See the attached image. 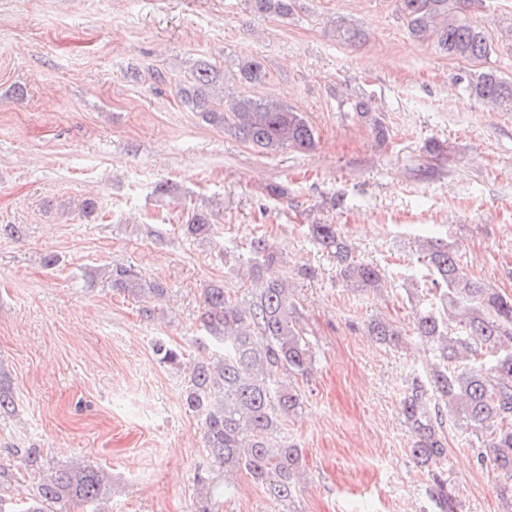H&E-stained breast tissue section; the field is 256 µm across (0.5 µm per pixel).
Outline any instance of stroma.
I'll list each match as a JSON object with an SVG mask.
<instances>
[{
  "instance_id": "1",
  "label": "stroma",
  "mask_w": 512,
  "mask_h": 512,
  "mask_svg": "<svg viewBox=\"0 0 512 512\" xmlns=\"http://www.w3.org/2000/svg\"><path fill=\"white\" fill-rule=\"evenodd\" d=\"M396 5L298 0L283 19L251 0H0V225L22 229L0 237V371L17 409L0 417V467L13 473L1 495L34 488L13 451L35 447L49 465L104 470L107 512H196L201 472L230 483L219 512H435L400 407L430 355L412 340L381 344L365 326L378 316L408 328L428 288L425 235L456 243L471 277L512 294V109L469 97L461 78L473 64L413 41ZM474 11L495 45L489 66L512 79V0ZM343 21L368 41H339ZM251 57L267 68L262 85L237 78ZM204 58L223 72L225 96L303 112L315 148L266 154L188 111L178 86ZM358 96L371 98L387 143L351 117ZM160 182L174 193H155ZM202 206L212 234H183ZM315 220L340 225L387 288H344L307 233ZM257 235L279 247L277 273L315 271L294 283L315 358L295 380L303 404L285 430L303 463L287 506L245 470L211 462L183 372L153 352L161 337L199 355L203 291L219 282L240 296L224 257ZM118 266L166 284L154 320L113 291ZM442 432L460 512H512L476 438L449 423Z\"/></svg>"
}]
</instances>
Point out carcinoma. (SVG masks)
<instances>
[{
	"label": "carcinoma",
	"mask_w": 512,
	"mask_h": 512,
	"mask_svg": "<svg viewBox=\"0 0 512 512\" xmlns=\"http://www.w3.org/2000/svg\"><path fill=\"white\" fill-rule=\"evenodd\" d=\"M255 11L288 16L293 0H252ZM475 0H397L410 36L432 43L455 59L485 61L495 52L485 26L471 19ZM239 80L260 85L267 80L264 64L247 59L238 64ZM220 71L206 60L197 61L190 80L178 96L191 112L210 123L227 127L236 137L265 153L284 148L310 151L315 132L303 113L275 100L249 96L215 99ZM465 91L485 103L512 107V80L492 68L464 78ZM351 112L367 123L383 144L388 130L363 97L350 103ZM185 230L205 237L213 230L211 213L195 209ZM315 243L336 260V278L343 286L377 291L386 283L378 266L353 255L352 247L336 224L308 225ZM419 254L430 298L413 311V334L433 354L424 374L411 377L401 400V413L414 434L411 455L433 467L426 493L438 512H458V502L441 472L448 465V448L440 428L443 420L481 439L496 468L512 479V294L478 283L461 265L452 243L424 238ZM279 247L264 236L251 238L245 259L242 297L237 299L221 284L204 290L200 325L208 339L221 345L223 354L193 362L187 379L185 405L202 425L203 444L211 460L224 472L246 470L253 480L282 502L293 497L302 467L300 449L284 436L285 425L302 405L292 378L308 374L313 342L300 323L298 306L288 278H267V267L280 262ZM112 287L143 303L141 314L154 317L153 299L167 293L158 281H146L131 269H117ZM369 332L382 343L398 347L402 333L384 319L369 322ZM153 351L159 362L179 368L183 352L163 339ZM288 378H278L279 372ZM10 379L0 373V416L14 413ZM24 469L40 476L27 501L0 496V512H54L57 505L77 502L89 512H104L111 485L90 464L49 468L40 448H18ZM200 486L197 512H213L215 486L197 476Z\"/></svg>",
	"instance_id": "carcinoma-1"
}]
</instances>
